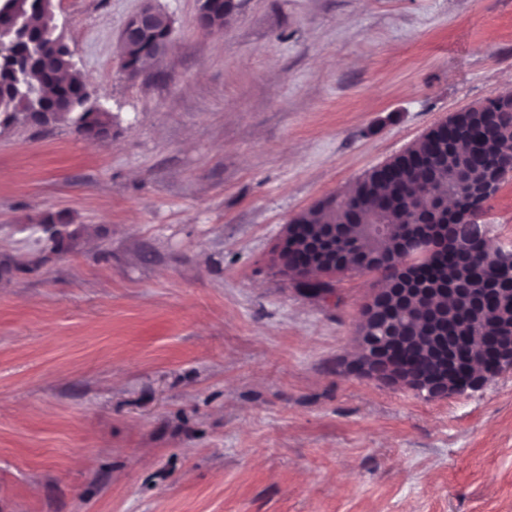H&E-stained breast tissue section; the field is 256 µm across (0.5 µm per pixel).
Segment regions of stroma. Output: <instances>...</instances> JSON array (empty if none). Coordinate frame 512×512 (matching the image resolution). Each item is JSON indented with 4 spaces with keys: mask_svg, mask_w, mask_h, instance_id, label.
Returning a JSON list of instances; mask_svg holds the SVG:
<instances>
[{
    "mask_svg": "<svg viewBox=\"0 0 512 512\" xmlns=\"http://www.w3.org/2000/svg\"><path fill=\"white\" fill-rule=\"evenodd\" d=\"M55 0L112 135L0 129V255L43 212L98 231L0 273V512H512V373L425 400L343 373L379 277L280 276L286 224L502 93L512 0ZM512 244V178L484 217ZM159 13L161 17L156 21L157 8L154 1L142 0L139 9L127 18L119 36V58L127 47L119 64L122 71L142 70L163 55L158 52L160 46L170 45L172 23L165 13L162 11ZM135 42L137 43L130 46ZM230 0H211L207 30H221L229 22L233 11Z\"/></svg>",
    "mask_w": 512,
    "mask_h": 512,
    "instance_id": "stroma-1",
    "label": "stroma"
}]
</instances>
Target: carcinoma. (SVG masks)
Listing matches in <instances>:
<instances>
[{"mask_svg":"<svg viewBox=\"0 0 512 512\" xmlns=\"http://www.w3.org/2000/svg\"><path fill=\"white\" fill-rule=\"evenodd\" d=\"M233 11L231 0H211L207 23L209 30H221L229 22ZM55 11L51 0H9L0 12V28L3 29L6 50L23 63L18 72L4 70L0 79L14 86L0 94V127L14 125L67 123L80 134L109 133L112 129V113L99 112L92 106L96 91L87 84L80 71L69 65V47L64 36L55 29ZM172 40V23L161 14L154 27L145 32L134 45L126 48L120 60L123 71L141 70L159 59L158 48L169 46ZM512 125V112H488L473 123L468 131L470 151L466 166L470 178L478 179L487 170L498 168L509 176L512 172V145L501 140L499 131ZM448 147V130L444 122L433 125L408 149L409 158L402 162L394 158L385 163L383 171L372 169L352 187L340 194L329 195L313 207L297 214L285 229L288 251H275L272 264L282 275L301 280L302 287L313 296L319 290L332 285L333 277L344 271L336 266L329 271L319 263L317 255L310 251L305 240L299 238L294 226L299 225L310 234L317 235L323 224L341 227L342 234L335 242L336 252L353 254L369 252L381 258H391L397 252L396 237L373 236L368 225L382 201L391 195L397 203L385 209L387 224L401 227L416 221V205L422 192H452L462 204H469L466 186L454 177L456 165L448 167L434 181L426 180L428 168L433 166L437 155ZM69 217L63 212H47L38 225L45 227L43 236L29 257L5 254L0 258V268L6 271H31L45 252L60 254L68 250L70 243L91 235L87 226L76 228L66 239L60 238L47 227L68 224ZM499 246L492 240L484 245L465 235L455 236L448 247L433 256L419 254L410 259L411 272L421 282L430 285H451L462 282L475 295L486 297L485 304L473 320L464 315L466 300L459 298L442 301L443 316L440 331L456 338L466 337L462 326L474 323L488 336H507L512 333V297L490 294L488 290L505 288L512 282V265L505 264L495 251ZM396 324L403 338L392 347L393 356L378 364L380 381L391 383L394 372L413 377H431L439 369L440 361L433 356L437 339L419 324L412 310L393 307L386 315Z\"/></svg>","mask_w":512,"mask_h":512,"instance_id":"1","label":"carcinoma"}]
</instances>
